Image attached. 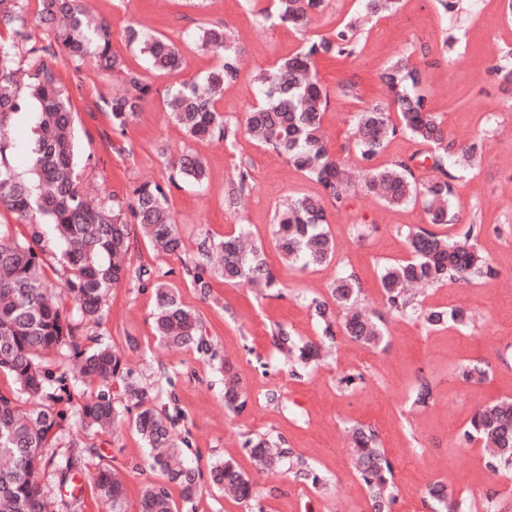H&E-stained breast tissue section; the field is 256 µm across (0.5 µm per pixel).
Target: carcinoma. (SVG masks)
<instances>
[{"label": "carcinoma", "mask_w": 512, "mask_h": 512, "mask_svg": "<svg viewBox=\"0 0 512 512\" xmlns=\"http://www.w3.org/2000/svg\"><path fill=\"white\" fill-rule=\"evenodd\" d=\"M0 0V209L4 208L28 226L22 239L12 238L0 224V374L13 387L0 391V512H53L40 476L52 470L61 489L75 497L74 481L82 472V458L59 457L52 449L62 442L74 445L64 423L73 418L83 428L105 429L119 416L133 414L132 423L150 448L151 468L181 486L186 501L197 494L200 474L186 462L192 453L188 438L173 441L172 429L182 420L173 381L164 376L157 388L146 386L123 366L112 348L92 350L79 341L81 328L100 324L106 298L126 279L153 290L156 336L165 345L193 347L207 354L211 343L198 313L184 305L176 289L161 282L142 264L131 266V246L137 233L168 255L183 251V241L168 206L169 186L181 182L201 186L206 168L199 155L184 151L170 160L168 182H143L127 199L95 204L81 186L77 173L75 116L72 91L61 81L59 65L71 62L76 71L86 62L95 70L122 75V93L103 100L102 111L112 121V131L125 135L127 127L152 94V86L138 71L128 68L112 52V31L104 20L92 17L80 0ZM275 10H261L257 23L264 27L307 29L311 15L322 12L326 0H275ZM361 15L351 17L325 35L304 39L293 54L270 68L252 72L258 91L257 104L243 121L228 119L219 108L224 87L237 82L244 50L227 24H204L194 34L199 47L213 51L217 66L202 80L185 82L166 96L168 117L188 136L216 138L232 148L244 136L262 148L288 159L310 181L316 194L289 199L274 214L276 250L289 266L318 268L336 258V240L328 227V208L341 207L355 191L372 193L388 207L422 202L429 227L410 230L405 241L409 257L384 265L380 273L384 307L391 315L416 316L429 329L448 324L466 327L470 318L457 308L423 307L414 301L410 287H435L448 282L470 283L497 274L476 246L482 225L472 221L459 234L437 231L457 223L454 181L458 170H448V158L457 155L460 169L481 156L484 137L479 135L457 148L442 128V121L428 108L423 88L428 53L421 51L422 66L398 56L379 74L388 95L366 103L354 116L357 134L353 147L362 166L359 179L349 175L345 160L331 148L322 132L329 95L318 78L320 59H345L354 55L360 34V17L375 18L396 9L399 0H358ZM43 30L47 38L36 35ZM125 39L139 46L150 68L161 74L180 70L179 49L167 37L148 33L132 23ZM502 80L501 89L512 93V51L490 67ZM39 111L31 142L32 175L21 176L11 163L12 143L4 128L12 117L31 107ZM401 137L431 147L420 159H397L387 166L375 161ZM430 165H425V162ZM435 172L419 175L422 167ZM253 188L251 163L240 160L224 190L227 209L236 212ZM242 228L222 239L203 236L186 271L202 297L211 294V282L252 288H277L263 247L247 243ZM59 251L64 288L56 290L45 278L44 255L48 241ZM362 287L358 277L343 269L330 286L331 300L313 297L308 303L322 326L333 337L337 311H343L346 335L363 345L376 347L384 339L380 317L358 310ZM66 295L73 308H60L57 298ZM274 344L288 353L292 375L307 372L321 358L316 344L299 345L290 332L278 328ZM66 351L78 366L77 373L43 362L49 352ZM487 374L480 363L461 368L465 382L480 381ZM82 380L97 385L87 399L73 403L70 387ZM36 402L32 411L20 408L19 397ZM248 398L229 362H224V405L241 413ZM353 463L363 481L370 512H391L396 501L392 463L381 448L376 431L363 425L351 428ZM463 444L481 443L487 467L497 473L512 468V399H501L478 410L462 429ZM250 457L264 469L292 460L295 477L316 487L320 476L288 448L262 436L243 443ZM212 483L233 499L250 502L258 497L255 484L233 460L212 467ZM97 491L112 503V512H125L123 483L110 467L92 475ZM428 496L442 512H465L460 500L448 498L446 487L433 484ZM139 512H178L168 487L145 486Z\"/></svg>", "instance_id": "obj_1"}]
</instances>
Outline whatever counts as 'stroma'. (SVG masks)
<instances>
[{"mask_svg":"<svg viewBox=\"0 0 512 512\" xmlns=\"http://www.w3.org/2000/svg\"><path fill=\"white\" fill-rule=\"evenodd\" d=\"M93 12L112 27V49L125 64L151 83L154 93L132 120L125 136L112 131L100 100L119 93V77L90 71L60 69L63 83L74 88L79 171L85 187L103 199L125 197L144 181H165L169 157L189 149L205 164L203 186L181 184L168 195L184 249L169 256L135 239L132 265L147 264L164 272L166 283L201 317L216 357L185 348L167 349L155 337L152 290L122 282L112 289L100 325H88L80 341L112 346L126 367L142 382L156 386L161 374L176 382L185 425L197 453L192 458L202 473L201 491L193 501L181 499L170 484L179 512H369L367 490L351 464L348 430L365 425L376 430L392 463L398 497L392 512H434L426 487L443 482L449 495L465 500L473 512H484L487 493H494L499 512H512V481L490 471L480 444H462L458 434L479 408L512 398V97L504 94L490 67L505 50H512V0H460L458 9L441 12L435 0H400L398 10L368 25L359 52L344 63L320 61L319 76L329 104L323 118L325 135L336 150L349 141L352 119L361 101L384 97L379 72L401 52L420 63L428 50L426 69L429 107L438 114L449 138L464 144L484 136V151L474 169L456 184L459 222L451 233L464 231L472 213H479L483 231L479 249L498 269L497 277L475 284H448L429 290L424 306L458 307L471 319L469 327L425 330L421 323L393 315L385 318V338L368 348L336 334L331 353L317 368L291 376L275 347L272 332L284 325L302 343L319 344L322 328L312 316L311 298H329L338 269L360 278L365 304L380 310L379 274L383 264L407 258L405 235L425 225L421 204L389 208L364 192L348 197L330 210L329 228L337 253L329 267L300 269L284 265L273 243V216L286 197L317 193L318 187L283 158L266 152L249 139L236 150L223 143L197 140L172 122L164 109L168 90L202 78L216 64L210 51L193 42L205 23H228L244 49L247 68H269L302 46L300 34L284 27L263 29L243 0H87ZM139 22L174 42L182 52L177 73L163 75L149 68L144 56L124 39L131 22ZM358 82L361 99L339 94L344 79ZM251 159L254 189L244 215L224 206V189L239 157ZM247 227L282 285L271 291L214 282L209 299L194 288L184 264L197 252L202 233L221 238ZM488 367L484 382L459 379L460 368L474 361ZM232 365L248 395L241 415L224 407V367ZM358 375L353 387L344 376ZM426 376L433 399L412 407V389ZM277 393L269 401L268 393ZM282 439L323 477L319 488L295 481L288 468L262 473L243 448L247 436ZM78 449L57 448V455L78 452L86 466L77 476V504L59 503L52 473L41 483L56 512H112L89 478L107 466L116 469L126 486L127 512H139L144 487L162 481L149 466V452L140 435L121 421L108 430L78 432ZM234 459L254 481L257 502L246 504L224 496L208 473L224 459Z\"/></svg>","mask_w":512,"mask_h":512,"instance_id":"obj_1","label":"stroma"}]
</instances>
